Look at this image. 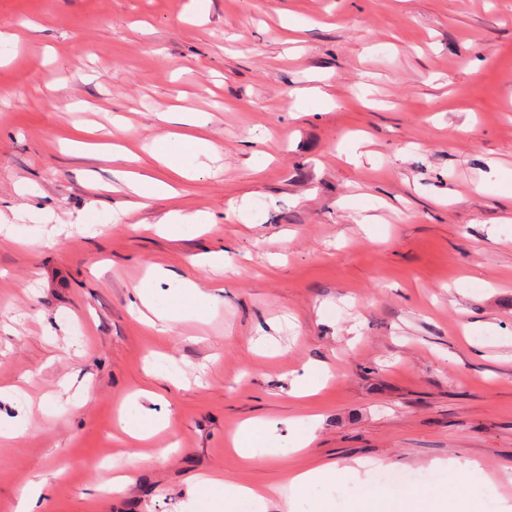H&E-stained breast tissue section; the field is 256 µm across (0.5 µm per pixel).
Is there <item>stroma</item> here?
Listing matches in <instances>:
<instances>
[{
  "instance_id": "obj_1",
  "label": "stroma",
  "mask_w": 512,
  "mask_h": 512,
  "mask_svg": "<svg viewBox=\"0 0 512 512\" xmlns=\"http://www.w3.org/2000/svg\"><path fill=\"white\" fill-rule=\"evenodd\" d=\"M190 4L0 0L17 43L0 64V217L129 211L92 239L0 238V388L22 392L0 400V512L40 479L45 512H189L217 473L272 486L356 458L375 485L444 487V462H478L475 496L512 512V0ZM314 89L330 105L297 111ZM194 112L218 175L130 210L97 127L136 153ZM173 212L186 223L158 232ZM219 252L223 270L194 262ZM155 263L222 284L220 302L146 327L129 300ZM310 364L329 383L291 396ZM122 410L169 413L138 447L147 467ZM290 418L313 437L299 452ZM248 419L278 427L245 467L230 441ZM354 493L343 478L249 512H349Z\"/></svg>"
}]
</instances>
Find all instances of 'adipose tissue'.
<instances>
[{"label": "adipose tissue", "instance_id": "1", "mask_svg": "<svg viewBox=\"0 0 512 512\" xmlns=\"http://www.w3.org/2000/svg\"><path fill=\"white\" fill-rule=\"evenodd\" d=\"M220 154L218 145L191 136L168 132L145 145L143 155L137 156L138 172L129 174L128 185L145 200L165 198L175 193V181L194 179L199 173L209 171V163ZM163 164L168 174L163 178L145 175V167ZM168 284L173 303L167 308H157L156 299L160 284ZM216 292L205 293L196 283L178 277L163 265L151 268L149 277L134 290L137 303L154 310L162 321L176 319L180 312L203 313L206 303L217 300ZM362 461L355 460L337 467L325 464L296 474L286 483L289 498H297L316 483L332 479L340 473L352 476L358 487V495L352 504V512H483L478 500L467 493L469 475L477 471L473 461L453 462L448 469L451 479L443 489H416L404 492L390 486H376L363 479Z\"/></svg>", "mask_w": 512, "mask_h": 512}]
</instances>
